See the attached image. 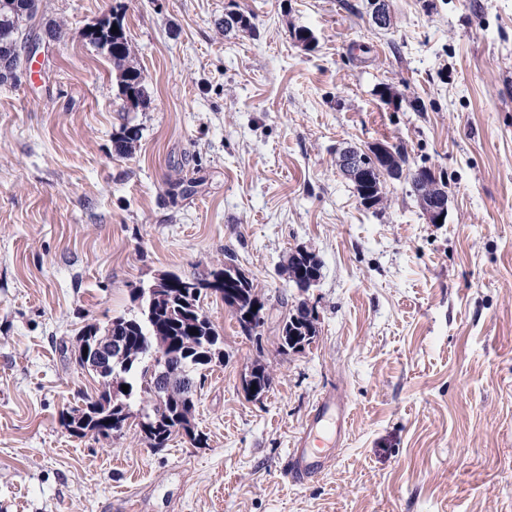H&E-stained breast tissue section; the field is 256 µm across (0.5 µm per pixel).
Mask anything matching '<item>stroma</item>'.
Segmentation results:
<instances>
[{
    "label": "stroma",
    "instance_id": "obj_1",
    "mask_svg": "<svg viewBox=\"0 0 512 512\" xmlns=\"http://www.w3.org/2000/svg\"><path fill=\"white\" fill-rule=\"evenodd\" d=\"M389 3L379 29L369 0H41L34 33L66 35L0 83V512H512V0ZM230 10L252 31L224 32ZM115 14L136 107L80 36ZM379 142L445 174V223L403 181L361 204L337 151ZM299 246L321 262L304 292L280 269ZM227 260L265 320L249 336L203 301L224 339L194 414L206 446L70 434L62 412L96 384L63 344L137 315L133 288ZM302 301L317 335L281 352ZM331 393L345 436L294 483L289 450Z\"/></svg>",
    "mask_w": 512,
    "mask_h": 512
}]
</instances>
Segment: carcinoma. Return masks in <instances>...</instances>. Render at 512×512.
Returning <instances> with one entry per match:
<instances>
[{
    "mask_svg": "<svg viewBox=\"0 0 512 512\" xmlns=\"http://www.w3.org/2000/svg\"><path fill=\"white\" fill-rule=\"evenodd\" d=\"M38 0H0V66L9 64L18 70L23 58L18 50L20 38L26 34L23 23L35 18ZM131 44L125 30L112 37V64L119 71L120 90L127 95L133 90L137 101H142L146 87L142 73L128 65ZM139 133L135 128L123 127L115 138L114 148L119 154H127L137 141ZM393 177L392 171L381 167L374 173L372 191L367 197L371 202L367 208H375L385 200L386 179ZM359 198L363 195L361 186L354 185ZM225 267H216L206 275L196 278H183L175 273H164L151 285L153 301L143 304L140 315L119 316L110 320L112 328H100L95 324L81 330L72 345L76 362L85 366L81 351L85 337L112 331V336L128 346V353L120 360L112 361L110 377L102 376L93 368L88 371L97 380L95 395H82V405L61 414L62 425L73 435L97 440H107L123 432L129 419L142 418L156 423V431L147 433L145 425L137 423L143 440L150 448H163L170 438L184 434L196 447L206 443V439L195 430L193 424L196 409L194 381H202L205 371L217 363L224 362V352L220 347L221 336L202 306L203 297L213 294L232 310L243 332L252 334L260 324L253 326L241 314L257 309L264 311L253 282L248 277L229 288H224ZM161 336L168 341L164 356L177 371V377L167 395L161 396L153 387L151 357L145 352L147 336ZM128 386L123 392L122 386Z\"/></svg>",
    "mask_w": 512,
    "mask_h": 512,
    "instance_id": "carcinoma-1",
    "label": "carcinoma"
}]
</instances>
